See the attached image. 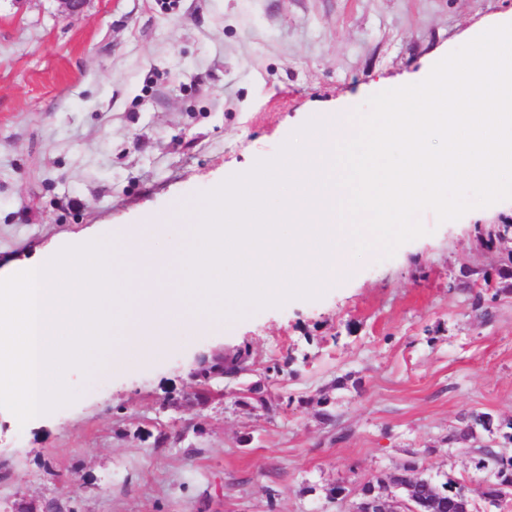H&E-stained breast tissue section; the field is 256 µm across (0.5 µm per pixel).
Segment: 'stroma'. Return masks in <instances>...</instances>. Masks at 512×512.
Returning <instances> with one entry per match:
<instances>
[{"instance_id":"1","label":"stroma","mask_w":512,"mask_h":512,"mask_svg":"<svg viewBox=\"0 0 512 512\" xmlns=\"http://www.w3.org/2000/svg\"><path fill=\"white\" fill-rule=\"evenodd\" d=\"M512 0H0V273L65 242L140 224L274 158L310 118L420 77ZM359 256L317 299L180 335L143 361L77 370L69 405L19 424L0 408V512H349L330 499L416 462L478 512L474 413L512 419V202ZM248 348L251 371L190 375ZM262 381L272 414L242 404ZM329 406H322V397ZM332 420H324L323 411Z\"/></svg>"}]
</instances>
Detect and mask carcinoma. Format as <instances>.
<instances>
[{
  "mask_svg": "<svg viewBox=\"0 0 512 512\" xmlns=\"http://www.w3.org/2000/svg\"><path fill=\"white\" fill-rule=\"evenodd\" d=\"M512 238V224H492L485 229L484 241L492 243L504 238ZM250 351L240 349L224 359V375L238 376L250 370ZM246 404L266 411L272 409V397L261 381H256L245 390ZM492 433L497 431L502 437L512 442V420L494 423L492 416L481 413L471 417V424L466 426L460 438L464 440L477 438L476 429ZM494 452L484 449L477 465L493 469L494 480L489 487V494L500 499L512 495V459L498 460ZM370 494L381 495L396 501L413 504L417 501L427 503L428 512H472V503L467 490L461 483L448 479L443 483L419 471L412 463H404L396 471L385 477H375L365 481L357 489L355 499L359 500Z\"/></svg>",
  "mask_w": 512,
  "mask_h": 512,
  "instance_id": "obj_1",
  "label": "carcinoma"
}]
</instances>
